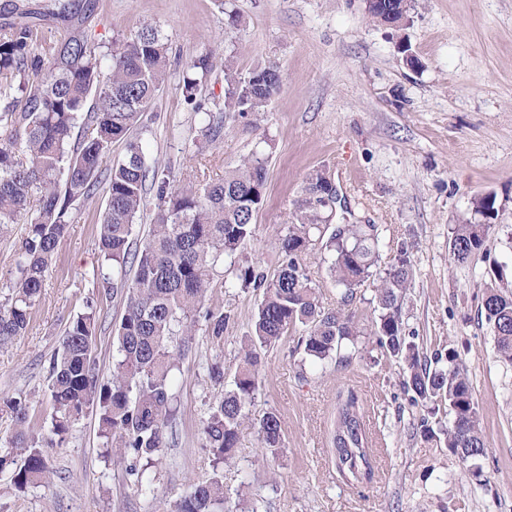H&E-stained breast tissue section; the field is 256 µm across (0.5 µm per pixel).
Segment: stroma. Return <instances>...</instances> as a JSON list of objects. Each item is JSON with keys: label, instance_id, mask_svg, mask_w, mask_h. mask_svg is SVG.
I'll return each instance as SVG.
<instances>
[{"label": "stroma", "instance_id": "35a3bbf8", "mask_svg": "<svg viewBox=\"0 0 512 512\" xmlns=\"http://www.w3.org/2000/svg\"><path fill=\"white\" fill-rule=\"evenodd\" d=\"M78 32L99 54L143 25L168 38L169 76L133 138L148 164L181 182L199 165L194 144L206 114L224 110V65L241 74L278 66L282 88L253 119H225L206 151L208 180L263 146L267 183L253 239L242 256L276 274L287 212L316 169L332 175L343 199L330 226L378 224L388 267L408 245L415 278L402 299L407 332L427 356L456 350L473 389L489 452L473 477L444 442L420 435L422 420H448L447 405L412 402L402 367L361 336L350 362L305 363L290 333L260 354L259 387L237 429L232 458L215 467L201 446L209 402L230 388L239 351L252 332L261 290L232 287L221 269L207 305L229 314L222 342L198 328L175 371L177 413L166 446L146 469L154 493L137 492L87 412L63 444H51L50 360L73 316L92 295L103 258L98 248L104 197L78 205L57 248L24 336L0 346V398L26 396L30 430L49 440V483L15 490L0 471V512H174L189 484L221 471L230 501L258 512H512V365L496 354L480 315L490 266L512 291V0H416L409 22L393 29L371 19L365 0H92ZM239 13L227 32L225 13ZM409 46L419 67L403 61ZM210 56L201 87L205 113L183 100L182 70ZM494 194L499 206L486 253L464 266L448 260L453 225L473 219L472 200ZM93 355L100 380L112 374L113 328L125 294L99 295ZM220 363L221 381L207 368ZM353 391L369 430L373 473L353 485L337 471L331 436L339 392ZM281 421L283 452L266 456L259 422Z\"/></svg>", "mask_w": 512, "mask_h": 512}]
</instances>
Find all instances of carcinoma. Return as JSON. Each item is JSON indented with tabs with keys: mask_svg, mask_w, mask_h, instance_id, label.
I'll list each match as a JSON object with an SVG mask.
<instances>
[{
	"mask_svg": "<svg viewBox=\"0 0 512 512\" xmlns=\"http://www.w3.org/2000/svg\"><path fill=\"white\" fill-rule=\"evenodd\" d=\"M91 3L57 0L42 12L16 4L11 19L0 23V234L26 218L25 232L15 249V271L0 300V345L24 335L31 311L39 303L57 246L71 223V206L105 194L106 206L99 246L108 266L99 268L92 287L126 289V307L115 329L117 358L112 379L101 382L93 347L98 325L97 304L74 316L61 348L49 365L48 392L53 408L52 433L65 442L73 424L88 411L98 415L101 435L112 441L134 484L151 492L140 462H148L166 447L165 431L173 420V371L184 355L196 325L205 322L218 343L229 315L205 307L217 267L230 260L235 282L242 288L263 289L254 329L241 348L234 387L209 404L201 428L203 447L219 464L231 456L237 426L258 387L259 350L278 342L289 331H302V361L348 362L347 346L359 336H372L377 346L405 364L414 399L441 401L451 420L439 431L421 424L426 440L444 435L448 451L480 476L477 461L488 452L481 417L459 354L448 349L447 365L439 366L407 339L400 301L413 280L408 248L401 247L386 269L381 259V230L377 224H340L326 240L327 269L342 288L341 303L355 290L374 285L376 315L363 325L352 313L326 309L319 303L317 285L305 262L306 251L322 235L327 208L322 201L336 197V183L326 171L307 177L289 209L285 234L279 239L282 261L268 277L258 266L240 259L238 249L255 232V216L264 203L267 180L263 151L250 155L224 172V178L201 182L192 177L170 184L166 174L150 166L138 146L127 142L126 154L101 168L112 144L128 138L150 111L168 75L167 39L150 24L112 47L104 58L87 41L73 34L54 40L45 29L68 31ZM412 9L406 0H378L371 17L400 23ZM213 70L210 56L186 66L182 95L198 113L204 103L200 87ZM224 111L246 119L262 111L279 93L278 67L260 65L241 76L228 63L224 70ZM21 96H15V91ZM79 137H74L75 129ZM156 188L153 222L141 247L134 246L133 226L147 209V186ZM33 197L39 208L28 213ZM491 224L466 220L451 228L449 259L468 263L486 250ZM134 269L126 278L127 268ZM485 284L481 314L494 332L500 359L512 364V293L497 286L503 272L493 267ZM3 405L17 429L11 447L21 464L0 457V468L14 466L12 481L23 490L47 480L50 470L39 437L27 432L30 404L10 397ZM265 449L272 457L281 451V422L269 411L260 420ZM368 428L358 397L338 394L332 447L336 469L357 482L372 470ZM228 505L223 475L191 484L176 512H233Z\"/></svg>",
	"mask_w": 512,
	"mask_h": 512,
	"instance_id": "cac0c4a2",
	"label": "carcinoma"
}]
</instances>
